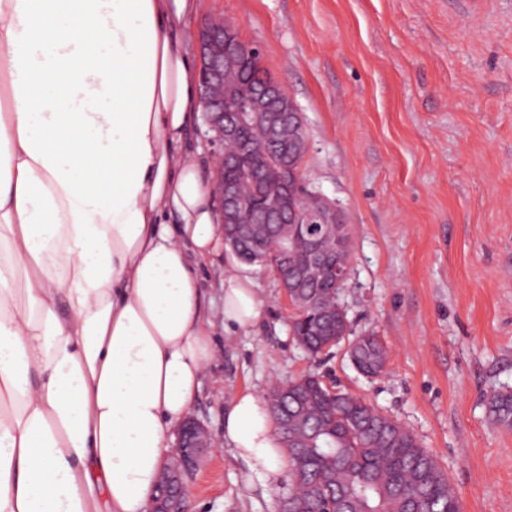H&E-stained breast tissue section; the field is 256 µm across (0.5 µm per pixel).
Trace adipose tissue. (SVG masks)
Masks as SVG:
<instances>
[{
    "label": "adipose tissue",
    "mask_w": 512,
    "mask_h": 512,
    "mask_svg": "<svg viewBox=\"0 0 512 512\" xmlns=\"http://www.w3.org/2000/svg\"><path fill=\"white\" fill-rule=\"evenodd\" d=\"M195 0H0V512H149L215 359L194 266L220 211L186 134L203 110ZM224 257L225 333L263 319ZM224 447L274 486L264 394Z\"/></svg>",
    "instance_id": "adipose-tissue-1"
}]
</instances>
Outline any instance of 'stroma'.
I'll list each match as a JSON object with an SVG mask.
<instances>
[{"mask_svg": "<svg viewBox=\"0 0 512 512\" xmlns=\"http://www.w3.org/2000/svg\"><path fill=\"white\" fill-rule=\"evenodd\" d=\"M215 15L260 49L306 117L304 166L352 230L349 334L380 336L388 368L364 378L344 341L309 358L277 277L257 265L267 312L225 335L216 252L199 275L218 361L192 412L216 446L183 512H277L292 474L265 490L218 448L224 406L310 371L410 429L463 512H512V426L488 410L512 390V0H196L188 48Z\"/></svg>", "mask_w": 512, "mask_h": 512, "instance_id": "1", "label": "stroma"}]
</instances>
